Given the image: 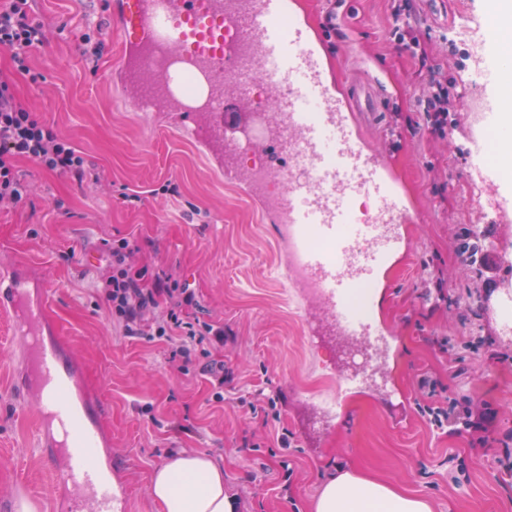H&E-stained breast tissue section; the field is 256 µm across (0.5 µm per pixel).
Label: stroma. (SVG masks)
I'll return each mask as SVG.
<instances>
[{
	"label": "stroma",
	"instance_id": "obj_1",
	"mask_svg": "<svg viewBox=\"0 0 512 512\" xmlns=\"http://www.w3.org/2000/svg\"><path fill=\"white\" fill-rule=\"evenodd\" d=\"M110 0H32L52 29L34 49L33 73L15 77V93L37 117L100 172V184L78 187L29 159L17 166L28 197L0 209V273L23 268L40 280L46 306L68 341V360L85 370L89 395L112 441V473L122 482L124 512H161L150 494L155 467L178 451L204 452L224 469L238 512H313L323 484L344 471L426 498L432 512H512V163L491 165L487 180L469 174L468 148L479 127L470 99L458 93L467 74L495 49L494 39L452 35L448 15L480 13L482 0H410L428 58L412 59L388 31V0H344L342 30L322 24L321 0H302L317 29L327 76L345 92L363 79L369 57L392 92L388 109L365 116L370 148L387 159L414 207L406 251L379 272L374 315L392 333L373 362L378 378L404 394L400 407L377 392L350 398L338 414L321 405L336 392L340 346L328 314L293 288L281 265L279 237L261 207L225 180V166L248 173L254 158L220 164L208 151L212 132L181 125L171 112H140L118 84L120 34ZM99 42L97 66L85 61L84 36ZM440 69L458 99L443 128L414 107L431 69ZM176 183L179 196L160 194ZM140 196L128 206L124 194ZM478 229L479 268L464 265L458 236ZM138 245L151 272L167 270L191 288L197 316L223 324L226 344L194 346L187 373L163 340L125 336L114 322L96 275L112 263L108 242ZM324 343L309 342L311 324ZM12 319L0 314V512L18 497L57 512L52 483L58 461L35 444L34 395L11 385ZM223 362L234 381L223 401L200 367ZM436 380V398L468 399L487 422L486 443L430 425L421 376ZM273 397L280 417L251 412L250 401ZM287 433L289 447L276 436ZM463 466L458 482L448 460Z\"/></svg>",
	"mask_w": 512,
	"mask_h": 512
}]
</instances>
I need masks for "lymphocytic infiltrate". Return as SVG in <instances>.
<instances>
[{
  "mask_svg": "<svg viewBox=\"0 0 512 512\" xmlns=\"http://www.w3.org/2000/svg\"><path fill=\"white\" fill-rule=\"evenodd\" d=\"M44 39V26L32 16L28 0H9L8 6L0 7V48L10 52L14 64L13 72L0 71V208L17 205L29 194L28 183L16 169L18 159L33 160L79 185L93 177L81 152L40 121L15 94L14 73H30V53ZM138 253L128 239L113 241L112 268L98 280L126 334L168 342L185 337V344L177 348L185 358L191 355L192 339L223 344V327L191 318V310L199 306L194 292L168 272L150 273L147 266L139 265Z\"/></svg>",
  "mask_w": 512,
  "mask_h": 512,
  "instance_id": "obj_1",
  "label": "lymphocytic infiltrate"
}]
</instances>
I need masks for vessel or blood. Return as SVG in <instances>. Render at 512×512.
Returning <instances> with one entry per match:
<instances>
[{"label":"vessel or blood","instance_id":"b4317fda","mask_svg":"<svg viewBox=\"0 0 512 512\" xmlns=\"http://www.w3.org/2000/svg\"><path fill=\"white\" fill-rule=\"evenodd\" d=\"M498 0H484L480 16H453L454 27H468L482 36ZM123 35L120 70L129 75L143 112L166 109L194 116L208 104L192 106L168 97L164 81L152 78L149 67L160 57L183 59L212 99L221 100L222 86H237L245 66L260 60L277 62L267 74L279 94L274 110L281 117L270 140L282 160L295 152L320 166L325 188L312 194V183L296 178L286 193L273 197L267 182L247 174L243 192L273 210L288 240L283 251L287 274L315 284L345 354L355 357L363 341L386 344L389 333L360 309L371 298L374 276L390 257L402 251V224L411 204L392 180L385 161L365 146L353 114L359 97L339 96L326 75L310 25L293 11L289 0H116L112 11ZM511 57L478 64L469 74L473 89L491 90L485 98V120L497 124L502 99L495 96ZM373 203L370 217L359 216L355 202ZM322 240L323 248L312 246ZM0 312L14 321L17 350L13 389L34 393L42 416L38 447L60 459L52 491L64 512H117L123 498L119 484L108 479L112 459L109 437L93 415L84 392L83 374L68 365L65 337L48 335L45 294L39 283L21 273L0 275Z\"/></svg>","mask_w":512,"mask_h":512}]
</instances>
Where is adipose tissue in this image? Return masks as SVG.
<instances>
[{
    "mask_svg": "<svg viewBox=\"0 0 512 512\" xmlns=\"http://www.w3.org/2000/svg\"><path fill=\"white\" fill-rule=\"evenodd\" d=\"M150 490L161 512H236L224 470L204 453L181 451L156 467ZM314 512H431L423 498L348 472L321 488Z\"/></svg>",
    "mask_w": 512,
    "mask_h": 512,
    "instance_id": "obj_1",
    "label": "adipose tissue"
}]
</instances>
